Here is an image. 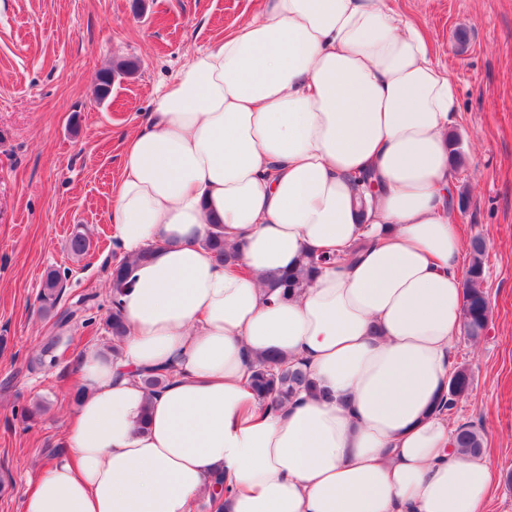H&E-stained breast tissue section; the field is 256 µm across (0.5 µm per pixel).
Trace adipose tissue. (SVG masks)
Here are the masks:
<instances>
[{
	"label": "adipose tissue",
	"instance_id": "obj_1",
	"mask_svg": "<svg viewBox=\"0 0 512 512\" xmlns=\"http://www.w3.org/2000/svg\"><path fill=\"white\" fill-rule=\"evenodd\" d=\"M260 2L125 137L122 355L82 354L20 512H192L218 475L225 512H483L495 468L439 409L463 330L457 86L391 0ZM218 226L236 268L205 243ZM322 250L297 293L266 286ZM270 355L317 395L265 408L249 364Z\"/></svg>",
	"mask_w": 512,
	"mask_h": 512
}]
</instances>
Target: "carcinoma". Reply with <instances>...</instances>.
Wrapping results in <instances>:
<instances>
[{
    "label": "carcinoma",
    "mask_w": 512,
    "mask_h": 512,
    "mask_svg": "<svg viewBox=\"0 0 512 512\" xmlns=\"http://www.w3.org/2000/svg\"><path fill=\"white\" fill-rule=\"evenodd\" d=\"M133 70L129 62L119 63L115 68L104 72L100 76L97 89L99 100L106 99L112 91L114 78L127 75ZM207 245L214 252L221 263L230 265L235 261L234 253L224 246L223 229L218 228L207 239ZM91 248V241L84 234L77 232L72 235L68 243L69 252L75 257H82ZM470 260L463 275V329L472 338H477L486 330L490 318V306L485 283V243L475 237L470 241ZM327 257L314 253L304 256V264L294 273H274L267 277L271 289L282 290V296H288L292 291L302 287L310 280L318 268L326 262ZM128 276V263L125 260L115 263L111 270L112 280V310L105 320V328L112 336V358L122 355L121 342L126 335L123 314L118 299V288ZM66 273L57 268L48 269L42 279L39 299L42 308L53 309L61 295V283ZM61 336L51 331L43 338L42 346L32 359L39 366H52L56 362L54 351ZM170 378V373L162 369H152L142 375L144 385L150 390L161 389ZM250 380L253 391L258 399L269 408H278L302 392L313 394L316 385L308 372L301 368H294L275 359H263L250 366ZM472 380L466 369L461 368L455 372L448 387L447 407L453 408L455 401L468 394ZM456 445L460 451L467 454H480L483 451V438L481 434L468 425H461L456 429Z\"/></svg>",
    "instance_id": "obj_1"
}]
</instances>
